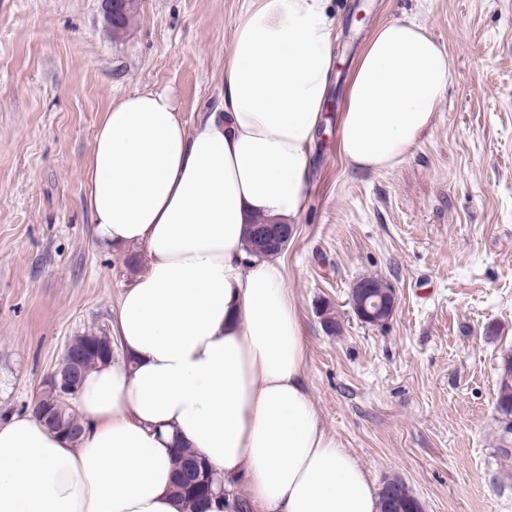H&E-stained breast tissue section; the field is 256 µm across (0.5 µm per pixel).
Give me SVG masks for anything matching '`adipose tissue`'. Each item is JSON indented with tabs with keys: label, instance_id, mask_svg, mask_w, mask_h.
<instances>
[{
	"label": "adipose tissue",
	"instance_id": "ef3b65f1",
	"mask_svg": "<svg viewBox=\"0 0 512 512\" xmlns=\"http://www.w3.org/2000/svg\"><path fill=\"white\" fill-rule=\"evenodd\" d=\"M328 0H251L234 23L213 110L173 94L112 101L86 194L96 246L144 248L112 332L122 360L77 392L78 442L30 412L0 423V512H185L174 451L200 453L254 512H378L366 470L322 426L284 266L251 256L247 225L297 223L333 74ZM454 78L418 20L380 26L352 75L340 130L351 167L400 164Z\"/></svg>",
	"mask_w": 512,
	"mask_h": 512
}]
</instances>
